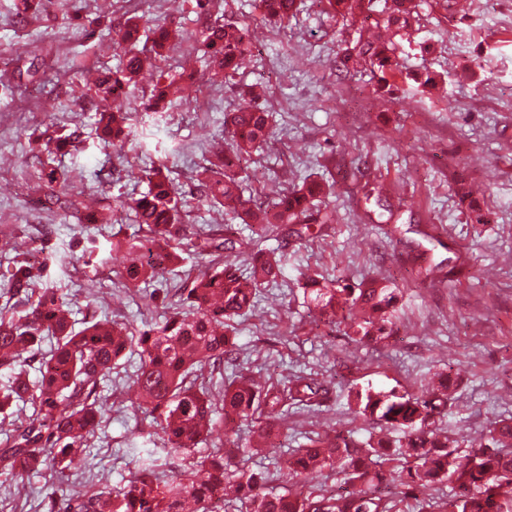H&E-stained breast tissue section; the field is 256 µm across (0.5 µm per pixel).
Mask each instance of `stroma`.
<instances>
[{
  "mask_svg": "<svg viewBox=\"0 0 512 512\" xmlns=\"http://www.w3.org/2000/svg\"><path fill=\"white\" fill-rule=\"evenodd\" d=\"M287 25L261 22L254 0H224L226 19L249 23L254 51L232 79L195 89L207 80L191 0H145L150 22L185 30L166 68L179 76L190 58L194 77L183 80L182 100L163 115L137 113V136L125 149L97 139L85 79L115 67L108 26L126 0H70L68 19L47 0L43 12L19 17L15 0H0V308L24 310L8 299L4 277L15 250L28 259L57 250L70 258L52 266L56 287L72 297L80 316H108L139 328L159 320L161 302L121 285L113 239L138 226L126 213L102 230H86L59 211L39 209L37 140L47 127L82 132L84 141L54 162L69 173L59 185L68 196H137L146 192L145 168L165 163L187 206L183 237L205 236L224 218L195 199V175L213 144L224 137V115L242 101L247 85L265 82L279 100L269 148L242 164L250 191L263 193L310 174L335 179L336 222L325 233L293 227L269 231L263 248L283 256L282 274L268 289L235 340L237 367L273 381L302 370L329 382L322 406L290 408L281 430L292 448L333 428L359 435L376 431L356 413V386L418 392L434 373L453 367V403L443 425L468 436L512 418V0H421L408 42L399 48L402 73L396 99L372 91L369 75L346 77L336 68L352 30L328 18L317 0ZM44 74L28 76L34 59ZM429 69L444 80L443 97L430 101L410 87L408 74ZM465 178L481 205L483 223L462 214L449 185ZM384 186L392 218L372 215L369 189ZM91 254L83 264V254ZM433 268L418 282L417 266ZM351 284L378 277L398 288L405 318L389 342L359 346L347 336L345 312L323 324L304 295L306 276ZM130 373L117 370L104 394L111 406L86 458L71 472L92 485H121L147 450L159 447L151 419L134 414ZM43 478L25 479L23 496L0 471V512H44Z\"/></svg>",
  "mask_w": 512,
  "mask_h": 512,
  "instance_id": "35a3bbf8",
  "label": "stroma"
}]
</instances>
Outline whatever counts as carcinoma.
Segmentation results:
<instances>
[{"mask_svg":"<svg viewBox=\"0 0 512 512\" xmlns=\"http://www.w3.org/2000/svg\"><path fill=\"white\" fill-rule=\"evenodd\" d=\"M329 17H341L355 28V37L337 57L338 70L369 73L374 94L393 98L397 87L388 77L400 72L396 37L408 35L419 4L416 0H384L374 13L373 0H319ZM262 20L287 22L300 8L297 0H258ZM203 55L216 78L236 74L240 61L252 54L246 22L224 18L222 0H195ZM145 14L125 12L109 28L112 47L120 58L115 70L99 74L91 88L98 138L124 148L133 140V109L112 106L137 83L148 59L162 62L173 42L183 38L176 25H159L146 36ZM148 43L147 49L140 48ZM416 90L431 99L442 96L436 76L414 78ZM175 78L159 74L146 109L166 112L175 105ZM273 111L262 85L247 90L242 103L224 114V145L210 151L196 174L202 204L257 232L277 224H334L336 211L326 199L335 181L310 175L277 193L272 204L247 193L241 163L267 143ZM79 139L78 131L50 136L44 143L47 160L40 161L37 189L43 204L70 213L82 224H110L124 211L148 236L138 241L115 240L111 250L125 253L119 271L126 285L139 287L174 271L186 250L204 258V269L176 293L178 300L162 319L142 331L106 317L80 321L66 298L50 281L54 257L40 266L18 255L8 279L12 295L28 309L0 311V414L10 416L20 405L32 413L26 425L6 435L0 445V468L22 481L50 473L49 512H182L192 501L197 512H399L400 495L411 490L423 497L430 512H512V422L489 430L478 447L463 451L462 437L440 427L448 416L450 373L433 374L418 394L367 386L352 391L355 409L386 428L383 434L359 438L334 429L308 438L288 456V480L294 491L269 487L268 472L229 469L224 448L204 455L197 446L220 426L238 434L251 423L246 447L266 456L281 435L277 423L288 409L311 406L329 393L325 382L294 374L276 382L260 381L234 371L221 386V398L203 384L205 373L221 369L235 343L238 320L261 300L262 290L277 284L282 256L258 248V243L234 238L233 226L202 244L183 241L175 232L182 223L183 196L162 164L145 170L148 189L137 197L83 200L62 198L55 187L64 173L53 156ZM305 289L318 315L334 321L336 310H348L347 332L357 345L388 341L402 313L396 310V289L382 280L354 288L339 282L308 278ZM139 356L133 375L136 408L160 427L163 448L150 451L127 482L118 488L82 489L65 480L76 455H84L96 422L106 413L101 389L126 352ZM181 470L165 477L159 471ZM341 476L330 489L324 472ZM452 484L451 495L443 482ZM222 496H215L216 492Z\"/></svg>","mask_w":512,"mask_h":512,"instance_id":"obj_1","label":"carcinoma"}]
</instances>
